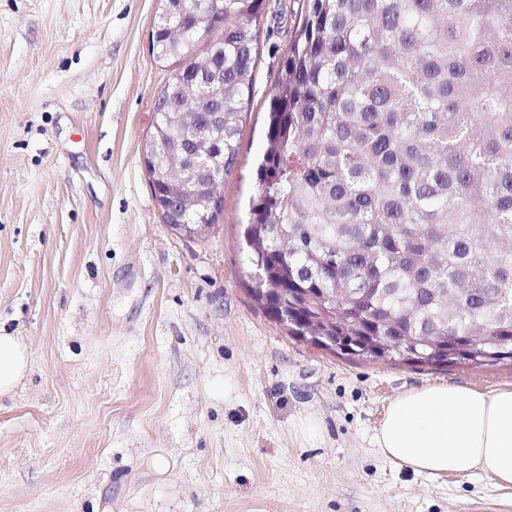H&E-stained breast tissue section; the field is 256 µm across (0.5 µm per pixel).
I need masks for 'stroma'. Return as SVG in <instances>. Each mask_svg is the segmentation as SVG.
Returning a JSON list of instances; mask_svg holds the SVG:
<instances>
[{"instance_id":"stroma-1","label":"stroma","mask_w":512,"mask_h":512,"mask_svg":"<svg viewBox=\"0 0 512 512\" xmlns=\"http://www.w3.org/2000/svg\"><path fill=\"white\" fill-rule=\"evenodd\" d=\"M265 4L224 208L189 240L145 163L159 0H0V326L29 356L0 397V512H512V488L373 439L406 390L512 388V364L352 359L251 294L240 240L304 2Z\"/></svg>"}]
</instances>
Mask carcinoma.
I'll list each match as a JSON object with an SVG mask.
<instances>
[{"label":"carcinoma","instance_id":"carcinoma-1","mask_svg":"<svg viewBox=\"0 0 512 512\" xmlns=\"http://www.w3.org/2000/svg\"><path fill=\"white\" fill-rule=\"evenodd\" d=\"M148 163L167 224H212L264 0H161ZM222 28L189 58L202 25ZM243 244L293 336L360 359L512 363V0H306Z\"/></svg>","mask_w":512,"mask_h":512}]
</instances>
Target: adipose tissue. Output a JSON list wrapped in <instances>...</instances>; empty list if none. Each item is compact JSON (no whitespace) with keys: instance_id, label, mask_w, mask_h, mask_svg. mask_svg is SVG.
Returning a JSON list of instances; mask_svg holds the SVG:
<instances>
[{"instance_id":"1","label":"adipose tissue","mask_w":512,"mask_h":512,"mask_svg":"<svg viewBox=\"0 0 512 512\" xmlns=\"http://www.w3.org/2000/svg\"><path fill=\"white\" fill-rule=\"evenodd\" d=\"M28 353L0 329V396L27 373ZM375 442L391 461L429 476L481 474L512 487V389L424 385L394 398Z\"/></svg>"}]
</instances>
